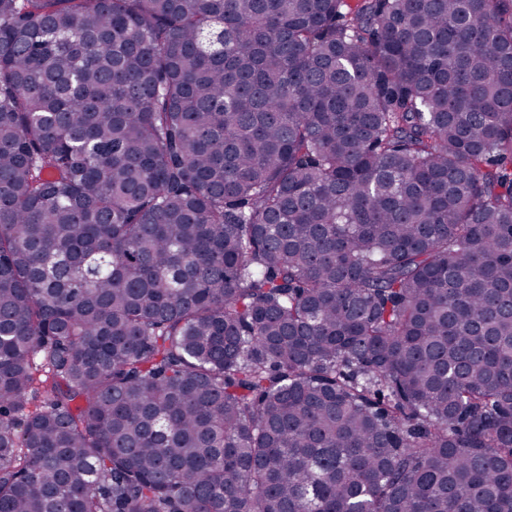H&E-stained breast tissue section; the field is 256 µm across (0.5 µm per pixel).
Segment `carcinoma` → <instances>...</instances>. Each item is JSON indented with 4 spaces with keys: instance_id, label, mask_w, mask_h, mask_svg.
<instances>
[{
    "instance_id": "1",
    "label": "carcinoma",
    "mask_w": 512,
    "mask_h": 512,
    "mask_svg": "<svg viewBox=\"0 0 512 512\" xmlns=\"http://www.w3.org/2000/svg\"><path fill=\"white\" fill-rule=\"evenodd\" d=\"M0 512H512V0H0Z\"/></svg>"
}]
</instances>
